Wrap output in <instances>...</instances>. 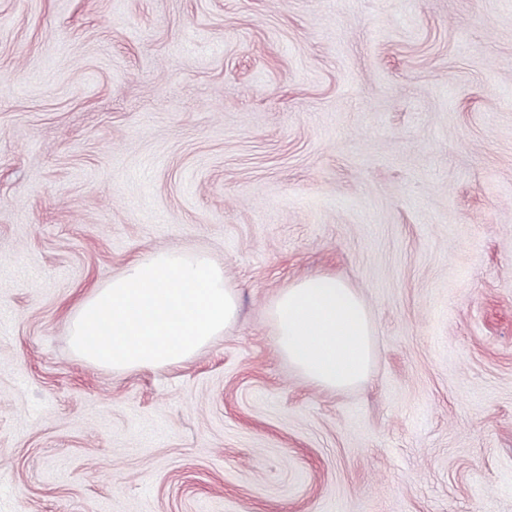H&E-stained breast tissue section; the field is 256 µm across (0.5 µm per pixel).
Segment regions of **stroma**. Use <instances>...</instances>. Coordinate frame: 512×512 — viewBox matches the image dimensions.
I'll return each mask as SVG.
<instances>
[{
  "instance_id": "1",
  "label": "stroma",
  "mask_w": 512,
  "mask_h": 512,
  "mask_svg": "<svg viewBox=\"0 0 512 512\" xmlns=\"http://www.w3.org/2000/svg\"><path fill=\"white\" fill-rule=\"evenodd\" d=\"M165 250L237 320L78 359ZM326 271L373 326L342 392L267 314ZM0 512H512V0H0Z\"/></svg>"
}]
</instances>
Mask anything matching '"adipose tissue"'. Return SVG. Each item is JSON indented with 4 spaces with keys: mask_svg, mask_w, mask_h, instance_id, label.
I'll return each mask as SVG.
<instances>
[{
    "mask_svg": "<svg viewBox=\"0 0 512 512\" xmlns=\"http://www.w3.org/2000/svg\"><path fill=\"white\" fill-rule=\"evenodd\" d=\"M279 352L311 384L325 391L368 377L372 326L357 290L333 273L298 278L268 306Z\"/></svg>",
    "mask_w": 512,
    "mask_h": 512,
    "instance_id": "adipose-tissue-1",
    "label": "adipose tissue"
}]
</instances>
